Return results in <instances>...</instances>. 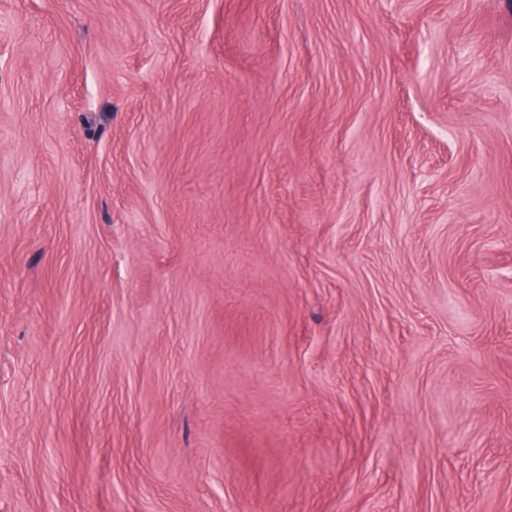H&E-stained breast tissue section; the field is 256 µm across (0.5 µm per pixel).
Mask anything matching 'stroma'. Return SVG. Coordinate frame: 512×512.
I'll return each mask as SVG.
<instances>
[{
	"label": "stroma",
	"mask_w": 512,
	"mask_h": 512,
	"mask_svg": "<svg viewBox=\"0 0 512 512\" xmlns=\"http://www.w3.org/2000/svg\"><path fill=\"white\" fill-rule=\"evenodd\" d=\"M0 512H512V0H0Z\"/></svg>",
	"instance_id": "stroma-1"
}]
</instances>
